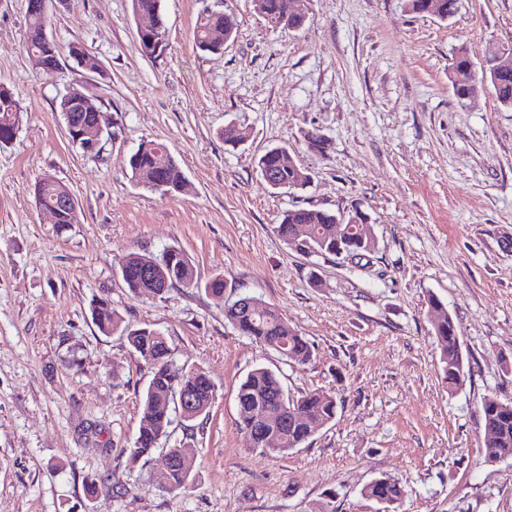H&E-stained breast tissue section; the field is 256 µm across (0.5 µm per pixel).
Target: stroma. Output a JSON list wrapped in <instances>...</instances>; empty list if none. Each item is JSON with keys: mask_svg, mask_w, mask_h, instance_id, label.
<instances>
[{"mask_svg": "<svg viewBox=\"0 0 512 512\" xmlns=\"http://www.w3.org/2000/svg\"><path fill=\"white\" fill-rule=\"evenodd\" d=\"M218 1L237 32L204 52L194 28ZM305 6V25L288 31L253 0H162L167 49L149 57L131 0H65L47 32L99 68L65 55L47 75L25 49L27 0H0V84L22 107L0 144V512H380L362 489L382 476L404 490L395 512H512V458L490 463L480 448L484 398L512 402V109L488 86L459 104L451 69L461 45L477 62L512 49V0H461L445 20L405 0ZM78 84L109 135L97 156L72 147L58 110ZM312 133L323 150L309 148ZM144 141L168 146L187 192L134 183L128 158ZM276 145L294 151L305 188L263 179L258 159ZM47 174L72 191L77 223L59 227L36 206ZM296 206L361 213L374 248L348 259L285 245L274 227ZM172 246L200 279L222 275L275 307L311 362L239 334L225 296H133L120 276L128 254ZM432 296L459 329L466 378L453 394ZM98 298L216 385L194 429L172 427L196 462L186 491L151 480L164 450L129 458L151 372L124 336L100 332ZM257 366L293 397L335 394V419L287 453L251 448L236 392Z\"/></svg>", "mask_w": 512, "mask_h": 512, "instance_id": "obj_1", "label": "stroma"}]
</instances>
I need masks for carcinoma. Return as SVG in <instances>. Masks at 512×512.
I'll list each match as a JSON object with an SVG mask.
<instances>
[{
	"label": "carcinoma",
	"mask_w": 512,
	"mask_h": 512,
	"mask_svg": "<svg viewBox=\"0 0 512 512\" xmlns=\"http://www.w3.org/2000/svg\"><path fill=\"white\" fill-rule=\"evenodd\" d=\"M162 0H131L135 14L146 13L157 18L159 28L151 33L159 49L166 44V28L161 10ZM255 10L271 27L295 30L304 26L305 9L288 14L283 19L282 0H254ZM460 0H407L409 11L429 13L445 19L458 12ZM48 14L28 11L27 50L33 56L47 61L50 70L59 67L61 51L51 38L41 37L46 30ZM236 26L224 10L205 8L198 16L194 31L196 46L211 53L221 49L210 41L214 30ZM498 102L512 108V66L487 74ZM21 107L13 92L0 85V143L11 141L20 124ZM132 179L136 184L166 193H182L188 181L168 147L159 142L141 143L128 160ZM258 168L267 171L280 185L292 190L305 186L308 175L296 162L293 152L286 146L267 149L258 160ZM64 185L51 178H40L34 187L35 200L49 208L57 205ZM342 221V215L303 207L292 208L282 215L274 232L284 244L303 252L360 256L367 251L370 225L352 226L347 239L336 242L332 229ZM121 278L135 296H161L176 287L202 288L214 295H222L228 283L221 275L201 281L188 256L180 249L169 247L160 255L140 252L128 255L121 269ZM238 298L224 305V319L240 334L274 350L283 358L298 365L311 362L313 348L276 309L259 298L254 309L243 311ZM92 316L104 334L120 333L125 336L130 351L151 368V379L141 403V425L132 448V461L149 456L163 440H169L170 428L177 414L182 423H193L207 414L216 398L215 385L203 370L186 371L174 364L172 350L163 334L150 328L131 329L124 325L121 315L106 299H97L92 305ZM434 336L440 353L443 379L448 390L454 391L465 381V361L460 356L458 326L451 315L434 322ZM191 394L192 403L182 405L181 392ZM240 408V431L249 436L251 447L269 453H285L299 448L337 412L336 395L324 391H311L298 399L288 395L278 376L265 367L252 369L241 381L236 393ZM485 436L482 453L489 462L512 458V402L494 397L484 398L481 406ZM195 462L176 464L166 470L155 471L152 480L160 488L174 492L186 488L193 477ZM362 494L390 507L403 496L399 482L389 477L372 480Z\"/></svg>",
	"instance_id": "obj_1"
}]
</instances>
